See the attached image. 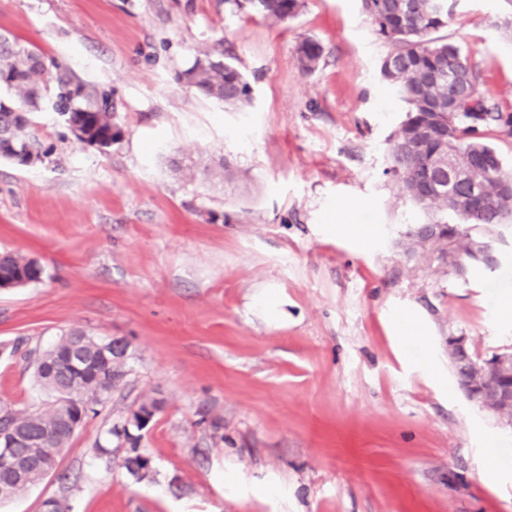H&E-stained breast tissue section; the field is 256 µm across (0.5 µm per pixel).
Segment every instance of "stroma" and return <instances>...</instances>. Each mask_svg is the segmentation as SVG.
Instances as JSON below:
<instances>
[{
    "label": "stroma",
    "instance_id": "stroma-1",
    "mask_svg": "<svg viewBox=\"0 0 512 512\" xmlns=\"http://www.w3.org/2000/svg\"><path fill=\"white\" fill-rule=\"evenodd\" d=\"M448 7L441 36L512 107V0ZM0 33L110 89L121 129L102 152L40 112L53 154L0 160V252L45 269L0 289V405L33 404L27 354L62 332L129 344L126 378L62 456L69 481L0 512L51 497L71 512H512V431L458 388L446 347L462 333L480 357L512 351V222L491 273L400 247L426 217L387 172L406 106L361 0H303L285 22L233 0H0ZM308 38L324 55L305 75ZM219 40L253 87L245 109L173 80ZM219 159L228 179L202 173ZM268 289L287 323L252 309ZM154 397L139 479L125 448L95 442ZM324 54L323 46L312 39H306L300 43L297 47L298 61L300 69L304 74H310L314 72Z\"/></svg>",
    "mask_w": 512,
    "mask_h": 512
}]
</instances>
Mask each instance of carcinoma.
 Segmentation results:
<instances>
[{
  "instance_id": "cac0c4a2",
  "label": "carcinoma",
  "mask_w": 512,
  "mask_h": 512,
  "mask_svg": "<svg viewBox=\"0 0 512 512\" xmlns=\"http://www.w3.org/2000/svg\"><path fill=\"white\" fill-rule=\"evenodd\" d=\"M377 32L394 49L381 62L380 76L407 105L405 119L391 135L388 173L398 181L413 205L429 215V223L444 225L503 223L512 216V194L501 182L512 180V167L504 163L489 138L495 132L512 135V111L483 96L480 74L456 43L432 34L448 26V0H361ZM266 19L285 22L300 10V0H234ZM323 46L306 39L297 47L300 69L314 72ZM189 78L188 88L205 99L225 101L228 108L252 103V88L240 69L224 58L218 41L198 52L193 63L175 73L176 83ZM49 107L64 117L76 139L100 151L112 147L121 134L114 123L112 91L79 78L64 62L17 45L0 35V159L18 167L45 161L52 146L44 144L34 114ZM480 112L476 123L471 113ZM453 122H448V115ZM433 129L448 133V163L462 166L480 149L495 159L493 176L485 179L481 199L462 192L451 200L432 191L427 200L414 201L411 179L437 155L439 140L426 134ZM44 269L32 258L3 253L0 277L26 286L41 280ZM126 375L125 367H112L97 349L94 336L71 329L43 349L34 362V383L50 399L25 409L0 407V430H18L24 441L13 449L16 466L0 467V503L21 495L43 480L46 468H58L88 412H97ZM143 426L123 415L111 421L105 442L96 454L110 453L112 440L127 447L123 466L134 475L148 469L150 460L140 451Z\"/></svg>"
}]
</instances>
